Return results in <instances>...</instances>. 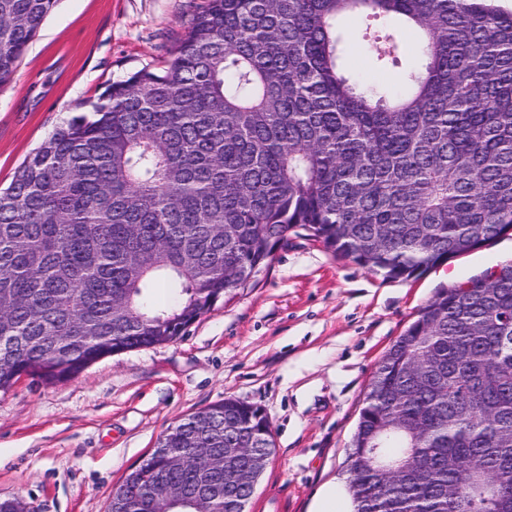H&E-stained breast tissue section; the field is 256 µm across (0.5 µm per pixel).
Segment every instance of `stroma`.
Returning a JSON list of instances; mask_svg holds the SVG:
<instances>
[{"label":"stroma","mask_w":512,"mask_h":512,"mask_svg":"<svg viewBox=\"0 0 512 512\" xmlns=\"http://www.w3.org/2000/svg\"><path fill=\"white\" fill-rule=\"evenodd\" d=\"M205 0H59L0 86V187L77 105L160 68ZM364 16L339 19L341 61L365 89L401 93L418 34L392 27L402 67L378 63ZM512 263V236L416 279L388 280L289 233L254 284L177 340L103 358L64 383L0 394V498L29 512H106L114 488L178 419L232 397L260 406L275 444L247 512H312L344 462L384 352L438 291Z\"/></svg>","instance_id":"1"}]
</instances>
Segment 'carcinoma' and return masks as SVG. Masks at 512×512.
<instances>
[{"label": "carcinoma", "mask_w": 512, "mask_h": 512, "mask_svg": "<svg viewBox=\"0 0 512 512\" xmlns=\"http://www.w3.org/2000/svg\"><path fill=\"white\" fill-rule=\"evenodd\" d=\"M58 0H0V86ZM401 17L421 64L402 96L339 64L336 17ZM402 66L394 33L367 32ZM512 227V12L495 0H208L165 69L111 84L0 189V394L172 342L248 287L296 229L386 279ZM161 285L166 296L157 299ZM242 435L224 437V420ZM153 450L108 512H242L198 450L274 448L226 398ZM170 448L184 449L179 466ZM354 512H512V264L438 293L384 353L347 459Z\"/></svg>", "instance_id": "cac0c4a2"}]
</instances>
